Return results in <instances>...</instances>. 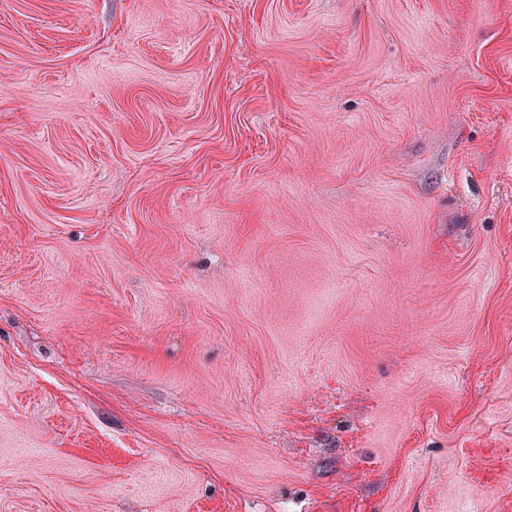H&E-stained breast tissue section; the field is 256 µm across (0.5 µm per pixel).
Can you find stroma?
<instances>
[{
	"mask_svg": "<svg viewBox=\"0 0 512 512\" xmlns=\"http://www.w3.org/2000/svg\"><path fill=\"white\" fill-rule=\"evenodd\" d=\"M0 512H512V0H0Z\"/></svg>",
	"mask_w": 512,
	"mask_h": 512,
	"instance_id": "1",
	"label": "stroma"
}]
</instances>
